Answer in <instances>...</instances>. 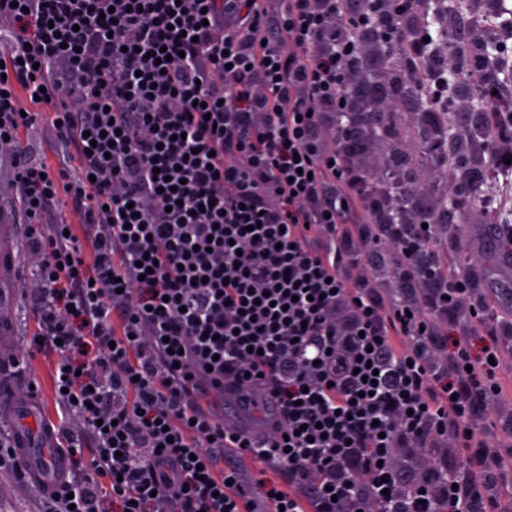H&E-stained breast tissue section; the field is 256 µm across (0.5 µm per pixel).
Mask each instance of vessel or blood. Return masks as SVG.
I'll return each instance as SVG.
<instances>
[{
  "instance_id": "1",
  "label": "vessel or blood",
  "mask_w": 512,
  "mask_h": 512,
  "mask_svg": "<svg viewBox=\"0 0 512 512\" xmlns=\"http://www.w3.org/2000/svg\"><path fill=\"white\" fill-rule=\"evenodd\" d=\"M1 415L9 424L15 451L26 462L28 482L50 485L67 474V458L58 448L54 431L40 424L38 407L33 399H19L16 390L6 381H0Z\"/></svg>"
}]
</instances>
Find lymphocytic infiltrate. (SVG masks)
<instances>
[{"label":"lymphocytic infiltrate","instance_id":"f902f5d3","mask_svg":"<svg viewBox=\"0 0 512 512\" xmlns=\"http://www.w3.org/2000/svg\"><path fill=\"white\" fill-rule=\"evenodd\" d=\"M0 159L26 217L30 350L53 358L69 460L42 512H500L482 427L512 319L449 344L477 286L421 268L427 214L349 222L363 40L437 94L421 0H0ZM36 96L22 113L20 94ZM68 149L31 165L38 120ZM490 170L512 134L470 148ZM69 206L75 223H46ZM392 254L383 296L349 269ZM250 394L255 438L224 419ZM445 447L417 474L395 458Z\"/></svg>","mask_w":512,"mask_h":512}]
</instances>
